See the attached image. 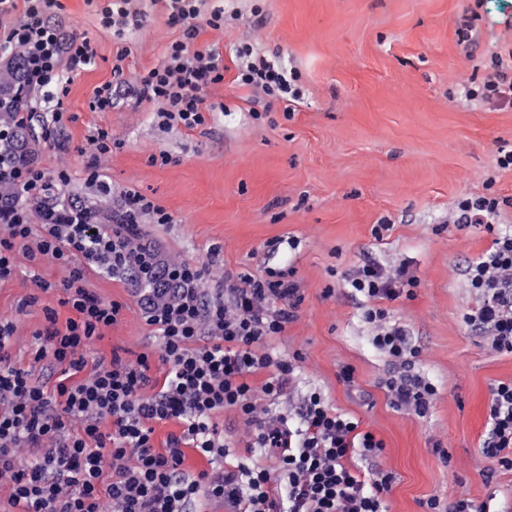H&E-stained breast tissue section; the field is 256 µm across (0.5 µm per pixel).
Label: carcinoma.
Wrapping results in <instances>:
<instances>
[{
  "instance_id": "carcinoma-1",
  "label": "carcinoma",
  "mask_w": 512,
  "mask_h": 512,
  "mask_svg": "<svg viewBox=\"0 0 512 512\" xmlns=\"http://www.w3.org/2000/svg\"><path fill=\"white\" fill-rule=\"evenodd\" d=\"M33 87L26 47L16 43L0 51V169L19 171L33 166L40 137L36 134L29 112L32 111ZM110 191H99L95 201H77L63 192L43 195L25 203L18 184L11 177L0 178V216L7 217L24 205L31 221L38 224H114L116 214L107 204Z\"/></svg>"
}]
</instances>
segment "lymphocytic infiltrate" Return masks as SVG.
Masks as SVG:
<instances>
[{
	"label": "lymphocytic infiltrate",
	"mask_w": 512,
	"mask_h": 512,
	"mask_svg": "<svg viewBox=\"0 0 512 512\" xmlns=\"http://www.w3.org/2000/svg\"><path fill=\"white\" fill-rule=\"evenodd\" d=\"M86 2L115 39L140 22L134 0ZM164 2L180 35L142 77L140 91L156 103L160 124L193 130L211 109L205 91L224 80L221 55L198 41L201 27L224 32V5L222 0ZM62 9L61 0H0V19L11 21L5 40L30 46L37 86L54 89L58 122L65 112L67 74L84 70L96 57L91 39L64 37L51 25ZM237 54L240 89L297 104L296 74L255 55L253 47L241 46ZM463 90L467 100L512 108L511 71L498 70L482 85ZM508 207L510 198L465 192L451 221L481 224L494 234L467 271V283L481 301L464 320L485 329L495 349L511 352L512 232L496 228ZM123 209L133 223L109 230L89 224L37 229L22 209L0 223V282L16 274L22 257L70 267L59 288L60 303L74 313L62 326L48 315L46 326L33 335L35 361H50L58 371L50 387L32 383L29 370L13 361L16 327L0 316V483L9 484L17 512H200L204 498L224 501L232 512H385L391 476L352 462L356 455L379 456L382 440L360 431L358 420L337 412L316 392L301 396L297 427L271 410L292 390L298 372L295 362L268 347L294 319L300 301L298 285L287 274L241 275L209 295L198 286L201 269L176 263L163 275L172 286L169 300L151 297L143 307L168 367L160 387L152 385L147 356L90 360L93 342L102 328L117 322L122 306L86 288L85 267L115 278L155 271L151 252L132 239L140 232L138 219L154 214L159 223L168 221L153 201L133 190L125 192ZM416 285L406 268L387 271L374 263L363 265L350 281L366 301L363 318L373 345L404 368L383 383L391 405L422 418L436 389L410 370L416 352L406 331L391 324L386 308L412 296ZM257 374L265 377L258 388L250 383ZM228 408L238 412L249 447L260 449L268 466H225L224 432L214 417ZM168 421L178 422L182 432L170 437L166 448H156L155 426ZM189 448L208 460L209 469L195 474L184 469ZM483 452L512 471V380L492 390Z\"/></svg>",
	"instance_id": "f902f5d3"
}]
</instances>
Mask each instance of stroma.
Instances as JSON below:
<instances>
[{"label":"stroma","mask_w":512,"mask_h":512,"mask_svg":"<svg viewBox=\"0 0 512 512\" xmlns=\"http://www.w3.org/2000/svg\"><path fill=\"white\" fill-rule=\"evenodd\" d=\"M62 3L52 25L90 38L97 56L72 75L61 123L39 107L36 127L51 135L40 144L36 168L49 177L67 170L66 195L95 198L85 173L89 137L106 131L113 147L99 169L113 206L135 190L170 217L166 224L144 217L142 246L202 268L209 291L242 271L293 268L301 302L269 347L297 358L300 371L275 409L298 422L300 396L317 392L382 440L381 456L363 466L392 474L388 512H426L433 497L444 506L462 497L479 504L491 494L512 502V472L481 453L491 392L512 379V353L495 350L484 330L463 322L480 302L465 270L491 237L481 226L448 221L462 191L512 198V171L493 168L498 147L512 145V109L483 107L461 94L462 82L491 74L493 55H512V0H224L234 40L201 32L200 42L214 45L225 69L223 82L206 93L214 111L192 131L159 124L155 105L133 98L179 35L160 0H137L142 22L121 41L100 27L85 0ZM473 8L479 32L463 44L458 21ZM239 43L300 73L305 100L293 115L260 94L246 101L234 82ZM121 48L128 57L116 77L112 58ZM106 82L116 88L114 103L92 111L94 90ZM379 224L387 227L380 237ZM370 261L406 266L419 282L413 298L387 308L419 350L415 371L437 390L426 417L389 404L382 383L396 367L373 345L363 299L346 286ZM69 274L44 262L0 282V315L16 325L12 356L39 385H53L57 372L34 362L32 334L47 312L61 325L72 312L54 293L39 294L31 306L25 300L38 294L37 280L59 284ZM85 276L94 295L122 306L92 356L147 354L153 380L163 381L167 368L142 318V290L105 273ZM346 366L354 370L350 385L340 377ZM216 420L234 458L267 466L258 449L246 447L235 410Z\"/></svg>","instance_id":"35a3bbf8"}]
</instances>
